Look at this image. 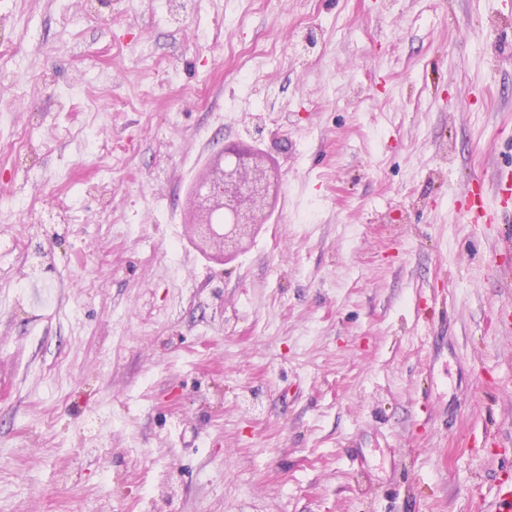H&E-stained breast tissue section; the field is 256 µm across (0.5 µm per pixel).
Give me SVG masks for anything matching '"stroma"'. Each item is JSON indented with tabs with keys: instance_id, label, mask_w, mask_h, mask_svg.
Masks as SVG:
<instances>
[{
	"instance_id": "obj_1",
	"label": "stroma",
	"mask_w": 512,
	"mask_h": 512,
	"mask_svg": "<svg viewBox=\"0 0 512 512\" xmlns=\"http://www.w3.org/2000/svg\"><path fill=\"white\" fill-rule=\"evenodd\" d=\"M0 71V512L491 497L512 252L456 202L512 168V0H0ZM230 145L281 189L216 261Z\"/></svg>"
}]
</instances>
